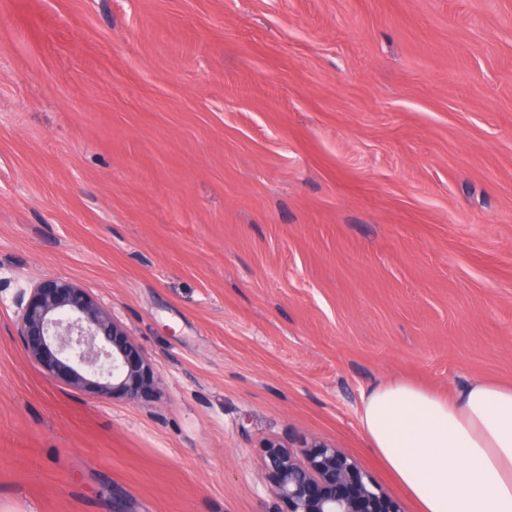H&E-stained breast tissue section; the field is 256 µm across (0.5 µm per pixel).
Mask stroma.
I'll return each instance as SVG.
<instances>
[{
    "mask_svg": "<svg viewBox=\"0 0 512 512\" xmlns=\"http://www.w3.org/2000/svg\"><path fill=\"white\" fill-rule=\"evenodd\" d=\"M70 279L158 397L50 378ZM512 384V0H0V512H284L270 440L417 512L370 387Z\"/></svg>",
    "mask_w": 512,
    "mask_h": 512,
    "instance_id": "obj_1",
    "label": "stroma"
}]
</instances>
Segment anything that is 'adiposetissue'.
<instances>
[{
	"label": "adipose tissue",
	"mask_w": 512,
	"mask_h": 512,
	"mask_svg": "<svg viewBox=\"0 0 512 512\" xmlns=\"http://www.w3.org/2000/svg\"><path fill=\"white\" fill-rule=\"evenodd\" d=\"M360 422L419 512H512V385L392 381L364 393Z\"/></svg>",
	"instance_id": "obj_1"
}]
</instances>
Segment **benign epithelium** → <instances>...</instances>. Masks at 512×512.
I'll return each mask as SVG.
<instances>
[{"label":"benign epithelium","mask_w":512,"mask_h":512,"mask_svg":"<svg viewBox=\"0 0 512 512\" xmlns=\"http://www.w3.org/2000/svg\"><path fill=\"white\" fill-rule=\"evenodd\" d=\"M18 336L51 378L98 397L140 399L153 367L112 314L66 278L38 282L15 299ZM269 494L288 512H401L373 478L327 444L288 449L269 441Z\"/></svg>","instance_id":"7a95c632"}]
</instances>
